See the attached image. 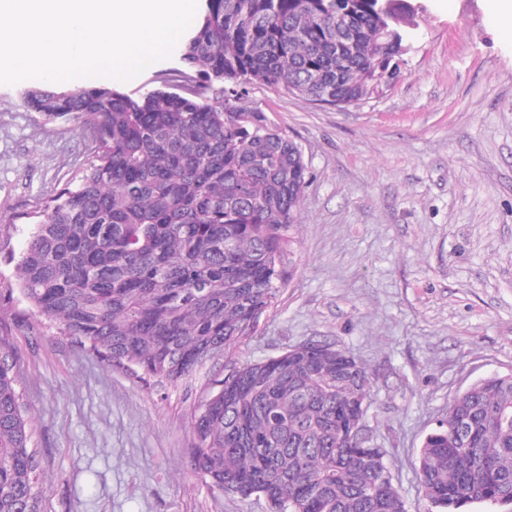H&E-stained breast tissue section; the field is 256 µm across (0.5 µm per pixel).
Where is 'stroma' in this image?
Instances as JSON below:
<instances>
[{"label": "stroma", "instance_id": "obj_1", "mask_svg": "<svg viewBox=\"0 0 512 512\" xmlns=\"http://www.w3.org/2000/svg\"><path fill=\"white\" fill-rule=\"evenodd\" d=\"M400 75L336 107L263 83L245 105L302 149L309 170L291 276L249 336L189 382L119 368L33 313L16 265L50 195L92 159L73 123L45 122L0 85V353L14 366L36 452V512H267L193 467L190 415L211 381L311 341L366 367L365 423L405 504L425 436L471 384L512 373V41L489 0H411ZM176 59L112 87L179 90Z\"/></svg>", "mask_w": 512, "mask_h": 512}]
</instances>
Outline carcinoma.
<instances>
[{"instance_id":"cac0c4a2","label":"carcinoma","mask_w":512,"mask_h":512,"mask_svg":"<svg viewBox=\"0 0 512 512\" xmlns=\"http://www.w3.org/2000/svg\"><path fill=\"white\" fill-rule=\"evenodd\" d=\"M354 32L336 38V14ZM406 0H206L180 51L193 96L85 83L32 86L25 105L77 124L95 161L53 195L17 264L32 312L160 385L189 380L246 336L283 283L287 231L309 180L301 147L242 105L284 86L339 106L398 74ZM372 404L363 367L311 341L233 368L191 417L194 467L220 492L275 512H405L385 453L343 431ZM0 358V512H34L37 468ZM419 484L435 512H512V375L448 402L425 438Z\"/></svg>"}]
</instances>
